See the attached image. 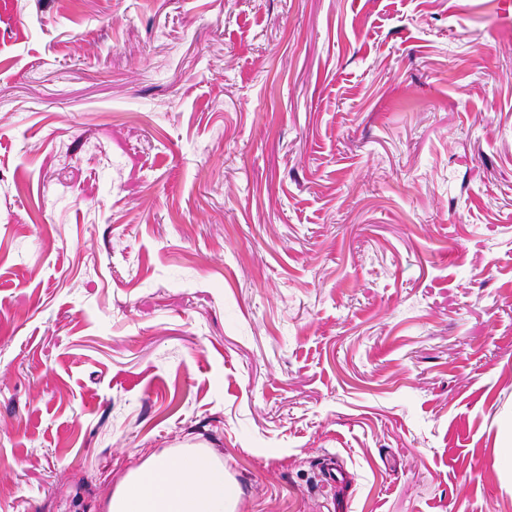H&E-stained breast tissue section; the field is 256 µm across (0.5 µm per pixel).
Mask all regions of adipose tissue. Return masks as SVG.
Segmentation results:
<instances>
[{
  "instance_id": "ef3b65f1",
  "label": "adipose tissue",
  "mask_w": 512,
  "mask_h": 512,
  "mask_svg": "<svg viewBox=\"0 0 512 512\" xmlns=\"http://www.w3.org/2000/svg\"><path fill=\"white\" fill-rule=\"evenodd\" d=\"M105 512H235V498L223 470L190 454H155L122 479Z\"/></svg>"
}]
</instances>
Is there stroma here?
I'll list each match as a JSON object with an SVG mask.
<instances>
[{
  "label": "stroma",
  "instance_id": "35a3bbf8",
  "mask_svg": "<svg viewBox=\"0 0 512 512\" xmlns=\"http://www.w3.org/2000/svg\"><path fill=\"white\" fill-rule=\"evenodd\" d=\"M509 447L512 0H0V512H512ZM190 454H153L112 492L105 512H234L224 470Z\"/></svg>",
  "mask_w": 512,
  "mask_h": 512
}]
</instances>
